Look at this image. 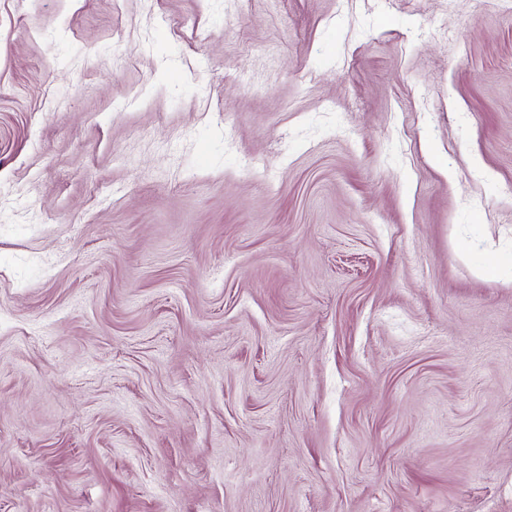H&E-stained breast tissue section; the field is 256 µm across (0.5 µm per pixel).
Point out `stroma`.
<instances>
[{
    "label": "stroma",
    "mask_w": 512,
    "mask_h": 512,
    "mask_svg": "<svg viewBox=\"0 0 512 512\" xmlns=\"http://www.w3.org/2000/svg\"><path fill=\"white\" fill-rule=\"evenodd\" d=\"M0 512H512V0H0Z\"/></svg>",
    "instance_id": "1"
}]
</instances>
